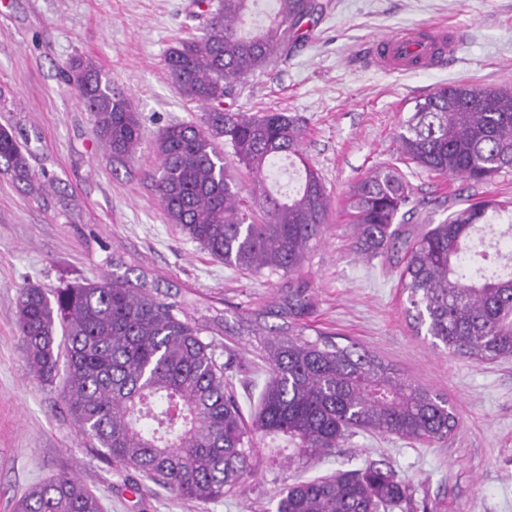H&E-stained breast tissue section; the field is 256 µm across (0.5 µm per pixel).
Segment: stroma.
<instances>
[{
  "label": "stroma",
  "mask_w": 512,
  "mask_h": 512,
  "mask_svg": "<svg viewBox=\"0 0 512 512\" xmlns=\"http://www.w3.org/2000/svg\"><path fill=\"white\" fill-rule=\"evenodd\" d=\"M308 39L235 89L242 112L305 119V152L329 197V222L304 271L317 296L315 328L368 347L404 377L446 397L460 418L445 442L426 445L361 430L327 455L299 456L287 438L260 441L255 474L236 493L201 505L138 472L117 468L72 426L59 390L29 373L15 328L25 282L61 287L110 273L121 258L133 274L213 309L257 308L278 277L224 265L170 224L155 195L153 142L170 123L199 112L178 92L167 51L198 34L193 0H0V124H22L41 142L33 159L61 181L64 196L42 201L0 175V512H14L31 486L68 473L102 500L103 512H275L278 492L375 462L409 481L418 512H512V357L475 362L417 335L399 288V267L366 260L344 213L350 187L397 154V136L417 100L454 82L512 87V0H327ZM445 22L464 40L437 68L384 72L366 62L370 42L412 26ZM93 58L137 112V158L97 144L88 112L59 78L74 56ZM416 227L438 224L451 198H512V174L489 185L405 169ZM217 354L241 399L257 401L256 354L241 336L216 337Z\"/></svg>",
  "instance_id": "obj_1"
}]
</instances>
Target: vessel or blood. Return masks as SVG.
<instances>
[{"mask_svg": "<svg viewBox=\"0 0 512 512\" xmlns=\"http://www.w3.org/2000/svg\"><path fill=\"white\" fill-rule=\"evenodd\" d=\"M460 45L456 27L435 23L401 30L374 40L372 63L384 71H407L411 66L433 69Z\"/></svg>", "mask_w": 512, "mask_h": 512, "instance_id": "vessel-or-blood-1", "label": "vessel or blood"}]
</instances>
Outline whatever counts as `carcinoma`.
<instances>
[{
	"label": "carcinoma",
	"instance_id": "cac0c4a2",
	"mask_svg": "<svg viewBox=\"0 0 512 512\" xmlns=\"http://www.w3.org/2000/svg\"><path fill=\"white\" fill-rule=\"evenodd\" d=\"M203 34L171 47L164 66L198 120L163 127L153 144L154 191L170 223L217 260L282 281L266 307L238 315L264 364L258 405L245 419L218 361L220 323L191 319L184 301L145 276L115 271L58 288L28 283L16 327L29 373L61 388L71 422L113 464L134 470L179 498L206 504L253 474L257 437L288 436L309 457L338 447L353 429L429 445L448 439L459 419L448 400L397 375L367 348L306 334L317 299L304 274L320 241L329 201L302 148L305 126L286 112H240L239 83L286 57L323 14L318 0H207ZM89 112L97 143L135 159L140 122L128 98L87 56L63 70ZM253 175L240 196L224 155ZM29 131L0 124V175L43 198L60 181L30 164ZM297 187L275 180L279 160ZM488 183L512 173V88L441 85L421 100L399 133L395 161L358 180L345 210L356 251L392 254L416 331L448 352L486 362L512 357V266L500 264L486 233L512 239V200H457L448 218L424 231L409 224L416 205L400 165ZM281 323L271 324L269 319ZM411 512L412 491L374 463L303 480L282 490L276 512ZM14 512H102L100 498L69 474L32 486Z\"/></svg>",
	"mask_w": 512,
	"mask_h": 512
}]
</instances>
